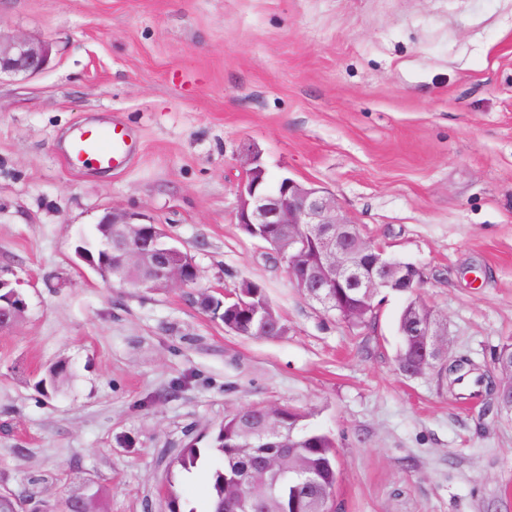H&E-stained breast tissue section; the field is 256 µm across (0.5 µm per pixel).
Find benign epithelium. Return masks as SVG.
I'll return each mask as SVG.
<instances>
[{
	"mask_svg": "<svg viewBox=\"0 0 512 512\" xmlns=\"http://www.w3.org/2000/svg\"><path fill=\"white\" fill-rule=\"evenodd\" d=\"M49 59V44L0 34V76H35L46 68ZM246 166L237 223L288 227V251L280 250L277 255L303 295L325 307L330 288H351L368 299L390 285L420 287L416 283L417 268L366 241L331 193L289 177L281 180L280 190L267 189L265 170L254 154H247ZM100 224L104 229L99 242L101 261L95 262L81 247L76 248V254L108 284L134 278L149 291L182 288L198 271L187 253L166 241V231L160 224L145 223L134 213L116 210L106 212ZM300 239L311 241L317 248L316 258L306 265L289 255ZM412 333L420 339L421 359L413 367H402V371L415 378L424 374L443 348L437 322L429 312L413 319Z\"/></svg>",
	"mask_w": 512,
	"mask_h": 512,
	"instance_id": "1",
	"label": "benign epithelium"
}]
</instances>
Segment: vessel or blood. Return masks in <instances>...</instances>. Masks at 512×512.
I'll return each instance as SVG.
<instances>
[{"instance_id":"vessel-or-blood-1","label":"vessel or blood","mask_w":512,"mask_h":512,"mask_svg":"<svg viewBox=\"0 0 512 512\" xmlns=\"http://www.w3.org/2000/svg\"><path fill=\"white\" fill-rule=\"evenodd\" d=\"M71 162H89L102 169L123 166L131 155L130 134L116 124H94L82 129L66 145Z\"/></svg>"}]
</instances>
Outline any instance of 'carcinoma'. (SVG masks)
<instances>
[{"label":"carcinoma","mask_w":512,"mask_h":512,"mask_svg":"<svg viewBox=\"0 0 512 512\" xmlns=\"http://www.w3.org/2000/svg\"><path fill=\"white\" fill-rule=\"evenodd\" d=\"M357 295L344 288L334 289L330 310L342 321L357 325L366 321L358 312L362 304ZM200 306L224 322L227 330H240L244 336L255 339H277L288 333V327L269 303L265 288L253 281L244 280L234 290L233 296L219 305L214 296L201 293ZM421 310L409 300L403 308L398 331L401 343L397 352L398 365L414 366L420 355L419 337L411 332L410 319ZM502 352L492 358V367L480 374L467 375L455 368L458 358L442 355L434 362L429 373L445 392H454L456 386L472 385L485 389L486 394L500 396L502 381ZM72 377L68 362L50 365L36 375L34 387L43 395L62 391ZM304 415L288 406L254 405L240 409L224 418L215 435L210 438L213 461L207 468L211 485L209 504L205 512H233L227 504L246 499L255 508L267 512H316L312 501L303 498L292 507V488L308 478L315 485L313 497L324 502L333 496L336 486V441L328 434L309 429L303 424ZM290 436L288 456L278 454L279 432ZM201 439L187 438L173 449L172 465L191 473L202 465ZM265 457L270 468L262 475H255ZM166 512H198L174 490L172 481H166Z\"/></svg>","instance_id":"obj_1"}]
</instances>
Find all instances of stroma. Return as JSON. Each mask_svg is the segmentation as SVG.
<instances>
[{
	"instance_id": "1",
	"label": "stroma",
	"mask_w": 512,
	"mask_h": 512,
	"mask_svg": "<svg viewBox=\"0 0 512 512\" xmlns=\"http://www.w3.org/2000/svg\"><path fill=\"white\" fill-rule=\"evenodd\" d=\"M0 32L52 48L0 78V276L27 296L0 331V491L144 512L169 474L200 505L163 448L281 404L335 439L339 512H512V412L400 373L407 294L349 326L236 220L245 151L269 184L326 188L418 268L449 354L490 365L512 345V0H0ZM106 122L136 138L126 167L72 166L66 137ZM112 209L164 225L201 287L263 284L287 335L103 282L75 247ZM60 361L69 386L41 396ZM72 374L66 361L50 365L36 375L34 387L45 396L58 393L69 384Z\"/></svg>"
}]
</instances>
